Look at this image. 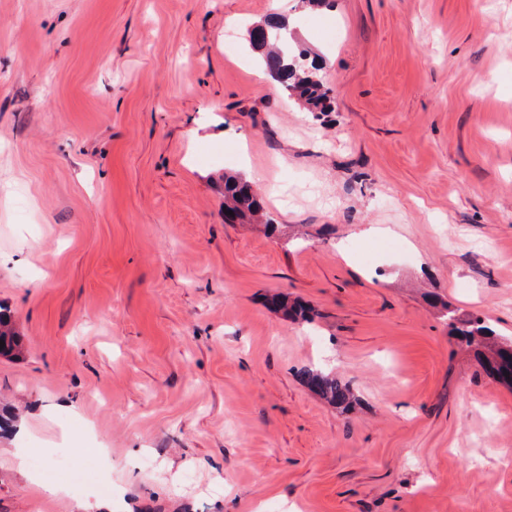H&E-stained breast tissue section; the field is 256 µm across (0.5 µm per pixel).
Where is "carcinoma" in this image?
Masks as SVG:
<instances>
[{"instance_id": "carcinoma-1", "label": "carcinoma", "mask_w": 512, "mask_h": 512, "mask_svg": "<svg viewBox=\"0 0 512 512\" xmlns=\"http://www.w3.org/2000/svg\"><path fill=\"white\" fill-rule=\"evenodd\" d=\"M288 22L280 14L272 13L259 23L267 39L251 44L261 52L265 73L282 90L310 112L332 110L330 90L325 85L319 68L302 65V54L282 50L283 35ZM224 211L233 212L228 221L248 222L263 213L264 205L252 184L240 174L224 175ZM266 305L275 311H284L293 318H308L311 308L296 301L288 304L279 294L266 297ZM448 327L453 336L473 351L474 358L484 373L495 382L512 388V342H500L490 327L479 316H459L447 310ZM0 340L4 341L0 355H13L21 350L19 336L13 331L10 311L0 307ZM301 383L337 409L349 410L353 395L349 386L319 369L304 367L297 372Z\"/></svg>"}]
</instances>
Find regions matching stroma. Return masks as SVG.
Wrapping results in <instances>:
<instances>
[{"label":"stroma","mask_w":512,"mask_h":512,"mask_svg":"<svg viewBox=\"0 0 512 512\" xmlns=\"http://www.w3.org/2000/svg\"><path fill=\"white\" fill-rule=\"evenodd\" d=\"M0 304V512H512V389L443 318L512 340V0H0ZM258 24L257 27L266 32L267 40L249 44L253 49L261 51L265 73L308 111H331L330 90L319 73L320 69L313 64L309 67L299 65L301 57H305L301 52L295 54L281 50L283 35L288 26L287 20L280 14L272 13ZM257 27L251 29L250 41L261 39ZM232 211L233 216L226 215ZM264 205L252 184L241 174L224 175V217L229 222H248L262 215ZM266 305L275 311L283 310L285 314L293 318L304 319L310 317L311 314V308L307 304L296 301L288 306V302L279 294L268 295ZM10 317V311L0 304V340L4 341L0 355L18 354L21 350V341L11 327ZM301 383L336 409L349 410L353 395L349 386L319 369L304 367L297 372Z\"/></svg>","instance_id":"35a3bbf8"}]
</instances>
